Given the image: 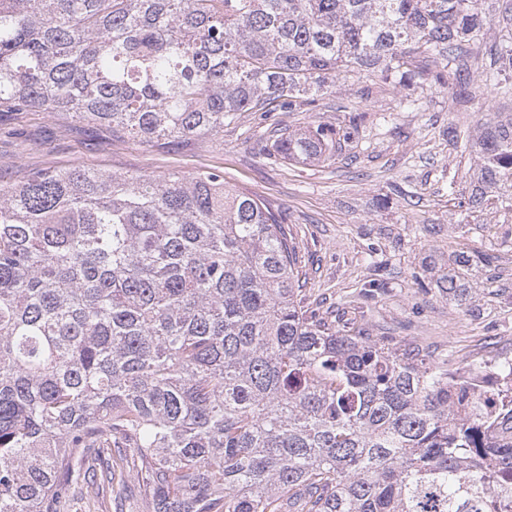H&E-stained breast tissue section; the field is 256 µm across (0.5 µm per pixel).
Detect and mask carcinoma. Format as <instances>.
<instances>
[{
    "mask_svg": "<svg viewBox=\"0 0 512 512\" xmlns=\"http://www.w3.org/2000/svg\"><path fill=\"white\" fill-rule=\"evenodd\" d=\"M475 0H0V112L164 145L315 104L341 71L463 94ZM512 69V42L495 45ZM325 125L290 162L333 155ZM469 201L512 184V117L474 141ZM296 248L224 173L75 167L0 188V512H63L82 460L146 512H512V358L495 382L336 330Z\"/></svg>",
    "mask_w": 512,
    "mask_h": 512,
    "instance_id": "obj_1",
    "label": "carcinoma"
}]
</instances>
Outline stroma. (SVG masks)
I'll return each instance as SVG.
<instances>
[{
    "mask_svg": "<svg viewBox=\"0 0 512 512\" xmlns=\"http://www.w3.org/2000/svg\"><path fill=\"white\" fill-rule=\"evenodd\" d=\"M479 4L487 29L468 55L467 101L445 86L340 72L316 105L241 112L221 133L170 146L68 115L0 112V185L71 167L155 177L222 171L225 187L280 217L298 253L304 307L358 320L370 335L429 350L449 367L492 374L512 357V207L469 208L479 164L469 142L496 113L512 114V94L485 80L498 69L492 44L512 30V0ZM320 124L347 135L334 160L295 164L273 152L279 131ZM460 260L471 304L437 286ZM66 512H114L111 484L87 472Z\"/></svg>",
    "mask_w": 512,
    "mask_h": 512,
    "instance_id": "obj_1",
    "label": "stroma"
}]
</instances>
